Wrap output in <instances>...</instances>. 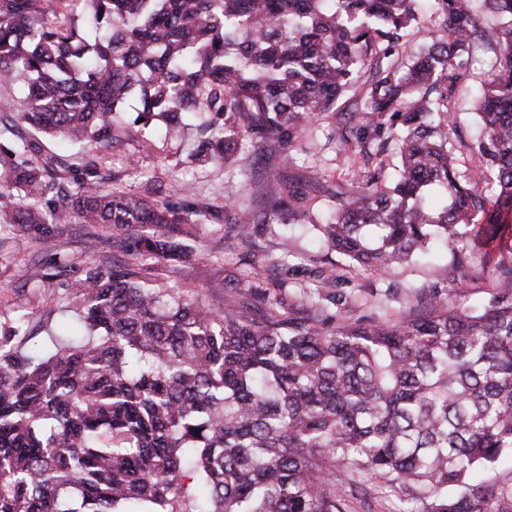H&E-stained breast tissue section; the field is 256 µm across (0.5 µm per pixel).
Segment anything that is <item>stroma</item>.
<instances>
[{
    "label": "stroma",
    "instance_id": "35a3bbf8",
    "mask_svg": "<svg viewBox=\"0 0 512 512\" xmlns=\"http://www.w3.org/2000/svg\"><path fill=\"white\" fill-rule=\"evenodd\" d=\"M330 119L320 120L314 131L283 145L281 153L260 154L250 142H243L239 165L227 170L200 165L188 158L189 146L170 141L161 134L143 139L138 127H130L121 142L106 154L95 172L85 170V148L49 136H40L43 150L58 156L63 166L61 181L73 185L88 177L105 190H124L162 200L176 190L191 188V201L207 208L208 217L198 224L190 252L179 263H160L165 283L174 290L203 292L214 304L244 295L253 288L270 294L300 298L312 292L320 273L336 271L340 304H325L327 319L346 315L397 321L411 317L418 309L408 288H435L449 308L478 309L492 292L498 267L512 265V251L476 253L464 268L453 264L447 247L434 244L428 254L383 274H369L350 266L348 260L324 245L319 221L336 202L323 193V186L346 190L354 169H381L384 181L396 173L397 149L372 159L340 151L330 134ZM149 148H141V141ZM301 198L310 206L315 223L306 219L265 224L256 234L258 247L247 252L236 232L224 220V206L236 202L263 212L287 210L289 197ZM96 236L95 254H87L84 241ZM115 230L67 220L50 234L34 230L19 233L0 223V323L18 312L40 317L52 309L53 322L70 317L63 300L62 283L80 276L90 260L104 263L125 261V252L113 248ZM347 504L350 512H397V495L368 476L357 479Z\"/></svg>",
    "mask_w": 512,
    "mask_h": 512
}]
</instances>
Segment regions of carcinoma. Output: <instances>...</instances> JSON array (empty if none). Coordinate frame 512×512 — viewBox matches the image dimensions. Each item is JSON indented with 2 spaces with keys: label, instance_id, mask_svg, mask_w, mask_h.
Returning <instances> with one entry per match:
<instances>
[{
  "label": "carcinoma",
  "instance_id": "obj_1",
  "mask_svg": "<svg viewBox=\"0 0 512 512\" xmlns=\"http://www.w3.org/2000/svg\"><path fill=\"white\" fill-rule=\"evenodd\" d=\"M67 2L0 0V86L19 88L0 99V219L16 231L152 224L115 244L172 262L201 215L63 188L58 157L17 124L85 144L94 165L126 125L181 137L192 116L189 158L229 168L240 139L272 149L324 116L343 151L398 149L392 184L374 170L323 187V236L353 265L379 273L438 240L458 263L512 251V0H435L443 35L402 69L373 58L405 50L416 0H82L81 20ZM479 55L467 146L451 102ZM225 212L247 243L276 217ZM155 271L86 265L66 285L84 337L49 355L26 349L31 314L0 327V512H345L340 471L389 483L403 512H512V480L475 481L512 454V266L479 310L415 292L413 319L334 324L299 300L217 307ZM316 290L336 299L335 271Z\"/></svg>",
  "mask_w": 512,
  "mask_h": 512
}]
</instances>
